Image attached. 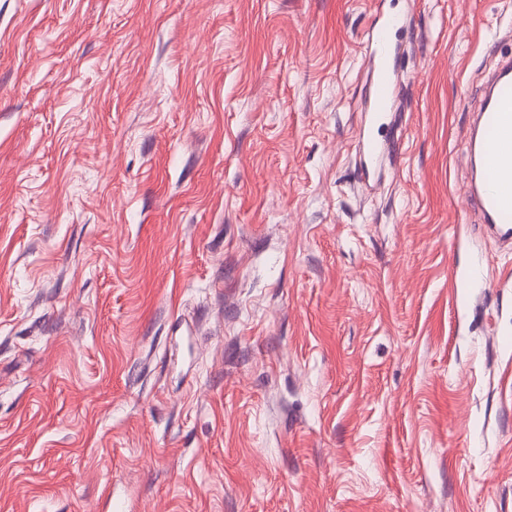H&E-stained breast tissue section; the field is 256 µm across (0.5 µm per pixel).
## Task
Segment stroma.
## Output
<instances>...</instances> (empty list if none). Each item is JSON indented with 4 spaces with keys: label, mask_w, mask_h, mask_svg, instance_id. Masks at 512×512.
I'll return each instance as SVG.
<instances>
[{
    "label": "stroma",
    "mask_w": 512,
    "mask_h": 512,
    "mask_svg": "<svg viewBox=\"0 0 512 512\" xmlns=\"http://www.w3.org/2000/svg\"><path fill=\"white\" fill-rule=\"evenodd\" d=\"M508 56L512 0H0V512H512ZM404 27V20L396 14L378 18L372 28V38L364 64L369 77V90L376 116L390 112L395 97V70L397 60V35ZM466 134L471 177L466 198L503 240H512V58L502 59L481 90ZM377 123L378 120H375L371 124L364 125L359 133V144L364 157L369 163L378 158L382 149V142L375 135Z\"/></svg>",
    "instance_id": "obj_1"
}]
</instances>
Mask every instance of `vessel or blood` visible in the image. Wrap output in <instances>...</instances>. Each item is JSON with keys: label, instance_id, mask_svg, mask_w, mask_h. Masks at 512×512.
<instances>
[{"label": "vessel or blood", "instance_id": "obj_1", "mask_svg": "<svg viewBox=\"0 0 512 512\" xmlns=\"http://www.w3.org/2000/svg\"><path fill=\"white\" fill-rule=\"evenodd\" d=\"M404 27L401 16L387 14L372 28L364 64L376 115L390 112L395 97L396 37ZM482 104L466 134L471 177L466 197L488 226L512 240V58L502 59L481 90ZM359 144L367 161H375L382 143L374 125L361 128Z\"/></svg>", "mask_w": 512, "mask_h": 512}]
</instances>
